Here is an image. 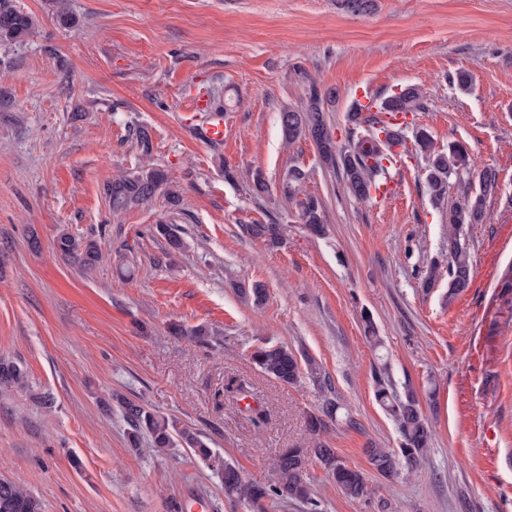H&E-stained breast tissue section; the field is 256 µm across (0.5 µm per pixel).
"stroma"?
Masks as SVG:
<instances>
[{"label": "stroma", "instance_id": "stroma-1", "mask_svg": "<svg viewBox=\"0 0 512 512\" xmlns=\"http://www.w3.org/2000/svg\"><path fill=\"white\" fill-rule=\"evenodd\" d=\"M16 4L36 28L0 43V357L21 363L28 385L0 389V478L21 481L43 512H249L189 450H131L121 412L100 399L119 393L179 419L266 481L282 449L311 446L306 417L330 397L349 417L322 438L367 493L347 498L313 466L318 512H512V290L501 280L512 265V0H376L363 17L336 0H70L67 25L56 0ZM461 70L466 91L450 81ZM408 85L425 108L399 118L405 165L380 178L390 195L357 199L311 141L282 139L281 110L316 90L335 94L328 119L347 147L353 104L377 114ZM202 96L225 108L223 143L183 124ZM419 128L498 173L484 223L464 229L473 278L453 299L447 276L423 281L448 262L447 206L478 179L451 176L434 205ZM147 160L178 203L160 193L113 214L107 184ZM293 166L302 194L324 203L325 236L282 194ZM258 170L269 193L252 190ZM161 222L185 242L171 259L153 232ZM271 222L286 227L276 250L242 231ZM62 228L100 241L92 273L55 252ZM120 252L130 275L116 270ZM256 283L260 306L239 293ZM174 322L207 326L208 344L171 336ZM267 340L314 358L317 374L295 386L263 375L250 354ZM379 374L415 391L432 433L422 463L391 478L365 455L400 444L374 398Z\"/></svg>", "mask_w": 512, "mask_h": 512}]
</instances>
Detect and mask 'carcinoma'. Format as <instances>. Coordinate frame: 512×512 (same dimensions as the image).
Wrapping results in <instances>:
<instances>
[{
  "mask_svg": "<svg viewBox=\"0 0 512 512\" xmlns=\"http://www.w3.org/2000/svg\"><path fill=\"white\" fill-rule=\"evenodd\" d=\"M340 9L349 15L364 16L375 7V0H338ZM36 27L32 15L24 12L13 0H0V42L21 43ZM380 109L390 115L417 112L425 109L419 89L409 85L394 93L381 103ZM324 101L318 91H313L307 104L300 109L288 108L280 112L282 134L292 143L298 139L311 140L324 165L343 172L345 186L360 199L371 196L377 187V178L386 170V164L395 160L391 151L392 141L401 138L382 122L366 126L358 122L359 111L352 113L355 128L349 134V148H338L324 115ZM416 142L421 151L428 154L429 170L426 184L433 201L442 200L448 189V179L461 171H474L479 180V193L470 195L461 203L448 209V299H454L469 288L472 278V264L469 244L461 236L463 226L480 224L485 217L484 204L488 196L498 187L496 171L476 166L467 149L460 143L448 145V151H436L430 134L420 129ZM305 179L304 172L293 167L288 170L283 182V193H294ZM168 173L151 163L142 164L119 178L112 180L106 188L112 212L119 213L144 204L158 193L168 189ZM301 221L315 236L325 233L322 217V203L314 196L300 201ZM243 232L250 238L261 241L267 248L274 249L283 243L284 228L281 224H244ZM154 233L166 242V255L179 253L185 248L184 240L169 224L155 225ZM54 245L65 260L84 273L92 271L102 258L100 242L91 237H78L66 229L58 231ZM364 338L371 348L377 349L383 341L378 334L372 315H362ZM174 336H189L201 344L208 342L210 331L204 326L187 328L174 324L170 328ZM252 362L264 375L283 385L293 386L301 375L300 361L295 353L282 344L265 343L251 353ZM27 384L26 372L15 362L0 358V387L23 388ZM374 396L378 404L395 422L400 433V448H368L366 455L372 468L378 473L391 477L404 466L420 463L428 448L431 433L424 418L419 401L410 388L398 394L390 389L384 377L375 380ZM127 422V441L130 447L138 449L148 443L158 453H168L182 447L188 449L210 468L224 489V496L249 506L252 512H265L264 501L274 496L291 501L316 505L314 490L310 481V467L320 465L332 476L336 487L346 497L358 499L367 492L361 471L346 466L325 441L318 435L326 428V420L337 417L341 405L333 399L323 400L320 413L307 418L308 431L316 436L313 448H287L273 464L274 477L268 482L246 480L240 470L231 462L221 458L209 446L208 439L197 430L180 424V421L159 414L146 405L118 399ZM0 512H42V504L25 486L17 480L0 479Z\"/></svg>",
  "mask_w": 512,
  "mask_h": 512,
  "instance_id": "obj_1",
  "label": "carcinoma"
}]
</instances>
